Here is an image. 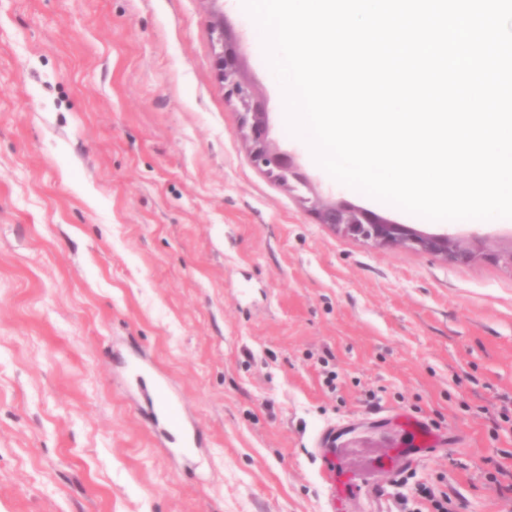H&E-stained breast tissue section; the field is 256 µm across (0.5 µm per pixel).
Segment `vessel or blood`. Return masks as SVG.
<instances>
[{"label":"vessel or blood","instance_id":"b4317fda","mask_svg":"<svg viewBox=\"0 0 512 512\" xmlns=\"http://www.w3.org/2000/svg\"><path fill=\"white\" fill-rule=\"evenodd\" d=\"M131 370L141 388L145 412L154 424L162 426L172 443L184 453H191L199 445L198 437L181 426L172 400L164 395L162 381L139 362H132ZM436 445L437 436L430 425L406 419L398 440L382 453L366 458L362 471L353 473L341 464L342 451L336 446L335 430H324L317 441L315 458L329 491L330 512H345L349 502L356 499L363 488L375 487L377 479L400 474L408 466L432 456Z\"/></svg>","mask_w":512,"mask_h":512}]
</instances>
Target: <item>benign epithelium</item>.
<instances>
[{
  "label": "benign epithelium",
  "instance_id": "1",
  "mask_svg": "<svg viewBox=\"0 0 512 512\" xmlns=\"http://www.w3.org/2000/svg\"><path fill=\"white\" fill-rule=\"evenodd\" d=\"M212 4L211 30L216 52L215 65L224 82L228 100L236 102L242 110L241 129L249 144L254 165L292 192L311 190L308 178L299 172L293 158L270 138L269 113L261 107L253 87L243 77L239 53L235 44L226 37L223 0H208ZM309 204L318 223L325 224L346 236L362 239L379 247H403L441 257L453 264H468L476 253L465 241L448 233H427L406 224H398L369 210L327 202L321 198L302 197Z\"/></svg>",
  "mask_w": 512,
  "mask_h": 512
}]
</instances>
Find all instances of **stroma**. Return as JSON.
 I'll return each instance as SVG.
<instances>
[{
  "instance_id": "stroma-1",
  "label": "stroma",
  "mask_w": 512,
  "mask_h": 512,
  "mask_svg": "<svg viewBox=\"0 0 512 512\" xmlns=\"http://www.w3.org/2000/svg\"><path fill=\"white\" fill-rule=\"evenodd\" d=\"M271 137L324 199L477 254L319 224L252 163L206 0H0V512H328L313 455L443 439L420 484L512 512V220L445 226L334 180L283 119L257 27L224 0ZM201 443L170 452L125 366Z\"/></svg>"
}]
</instances>
